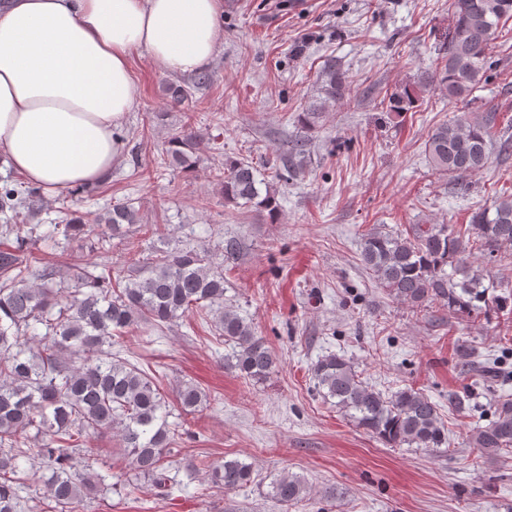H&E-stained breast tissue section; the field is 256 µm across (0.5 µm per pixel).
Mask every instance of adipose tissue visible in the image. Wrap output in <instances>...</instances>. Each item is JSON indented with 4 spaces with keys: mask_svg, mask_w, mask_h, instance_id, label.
<instances>
[{
    "mask_svg": "<svg viewBox=\"0 0 512 512\" xmlns=\"http://www.w3.org/2000/svg\"><path fill=\"white\" fill-rule=\"evenodd\" d=\"M222 0H6L0 6V158L50 194L99 182L139 96L132 52L190 74L223 40Z\"/></svg>",
    "mask_w": 512,
    "mask_h": 512,
    "instance_id": "1",
    "label": "adipose tissue"
}]
</instances>
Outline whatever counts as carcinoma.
I'll list each match as a JSON object with an SVG mask.
<instances>
[{"instance_id":"cac0c4a2","label":"carcinoma","mask_w":512,"mask_h":512,"mask_svg":"<svg viewBox=\"0 0 512 512\" xmlns=\"http://www.w3.org/2000/svg\"><path fill=\"white\" fill-rule=\"evenodd\" d=\"M443 43L445 64L439 71L405 85L382 101L388 112L401 114L417 107L420 94L437 84L448 100H465L488 79L492 69L485 49L499 25L512 19V0H453ZM322 89L334 101L346 98L350 84L341 63L327 60L320 73ZM498 112L465 114L431 130L425 151L435 170L458 179L485 167L493 147ZM308 137H288V177L303 172ZM172 162L191 166L186 149L192 133L173 140ZM247 160L227 164L221 185L224 197L243 207L277 210L270 187ZM39 188L0 186V214L5 219L24 209L39 212ZM98 223L108 238L138 223L137 212L115 204ZM34 224L21 235L15 224H0V512H23L21 492L30 489L31 469L25 467L23 446L34 443L49 476L42 479L44 512H73L74 504L91 492L114 485L105 477L72 474L77 457L94 449L84 446L92 433L118 429L135 473L159 494L169 492L176 478L169 476L164 457L173 438L169 411L155 379L128 360L112 353V338L138 323L162 330L196 309L212 311L215 331L232 346L227 366L258 382L277 368V358L235 310L224 308V262L237 259L241 242L224 239L222 262L214 265L192 249H181L143 262L141 272L120 287L112 285V269L92 262L65 277L42 264L39 245L57 248L85 231L80 222L56 224L39 234ZM512 245V197L473 213L467 234L446 224H419L408 233H369L363 239L361 260L386 294L413 307L437 303L448 316L489 320L512 299L490 296L477 275L468 273L471 251L492 254ZM453 271H448V266ZM463 275L455 280V274ZM325 399L357 426L392 447L440 448L448 444V430L438 405L429 395L407 386L383 394L360 380L353 363L328 355L311 368ZM180 411L193 414L206 402L194 383L177 390ZM474 443L495 463L512 460V398L494 405V418L478 427ZM210 481L226 489L252 483L253 467L238 459L209 470ZM305 482L294 475L271 483L270 497L293 505L306 497Z\"/></svg>"}]
</instances>
